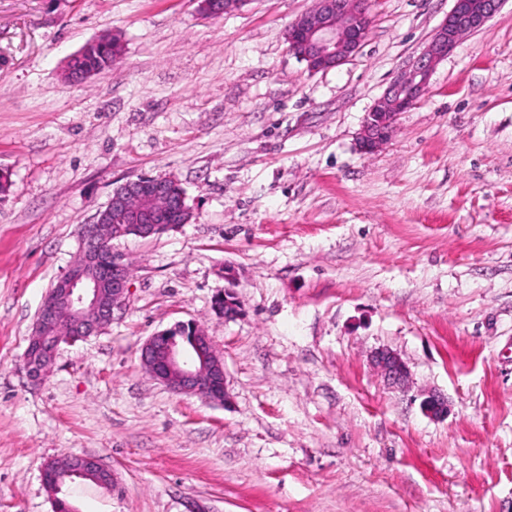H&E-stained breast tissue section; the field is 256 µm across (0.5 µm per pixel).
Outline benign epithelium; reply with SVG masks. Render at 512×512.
Masks as SVG:
<instances>
[{
	"label": "benign epithelium",
	"instance_id": "7a95c632",
	"mask_svg": "<svg viewBox=\"0 0 512 512\" xmlns=\"http://www.w3.org/2000/svg\"><path fill=\"white\" fill-rule=\"evenodd\" d=\"M502 4L503 0H453L448 17L427 46L367 112L359 137L363 152L373 153L389 140L398 117L426 93L436 65L464 35L493 18ZM370 24L369 0H316L315 7L289 25L288 51L305 61L312 72L336 68L360 52ZM77 58L75 54L68 61L67 79L82 81L100 73L98 69L78 68ZM171 182L168 177L143 175L116 187L106 204L112 237L134 233L147 238L173 227L166 208L157 206V201L174 196L178 209H185V194L173 195ZM101 234V217L97 215L85 227L79 258L48 290L31 336L38 341L42 354L37 357L26 352L22 357L23 368L33 380L46 375L60 344H69L75 337L83 340L110 323L114 309L129 293L128 272L121 262L114 259L107 268L100 265ZM230 294L226 290L215 297L216 308H224L226 319L239 313L237 299L229 298ZM193 329L197 359L183 355L167 329L146 339L141 347V363L154 380L174 392L223 403L227 400L223 361L204 331L196 325ZM372 362L388 382L397 386L408 382V366L398 355L382 350L375 353ZM422 409L440 418L448 412V404L442 396L431 393L422 401ZM69 471L99 485L112 484V473L93 457L71 456Z\"/></svg>",
	"mask_w": 512,
	"mask_h": 512
}]
</instances>
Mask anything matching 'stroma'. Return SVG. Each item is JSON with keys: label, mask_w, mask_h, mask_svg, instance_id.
<instances>
[{"label": "stroma", "mask_w": 512, "mask_h": 512, "mask_svg": "<svg viewBox=\"0 0 512 512\" xmlns=\"http://www.w3.org/2000/svg\"><path fill=\"white\" fill-rule=\"evenodd\" d=\"M314 4L0 0V512H55L43 473L67 455L113 476L66 484L75 512H512V0L372 154L366 113L452 0H371L361 51L325 72L285 40ZM105 33L122 59L64 80ZM142 175L175 177L189 222L113 241L125 304L32 383L48 289ZM228 285L232 320L212 308ZM188 321L224 361L226 405L141 365ZM379 349L408 386L373 368ZM374 368L388 382L404 386L409 380V369L406 363L395 353L388 350L376 352L372 357Z\"/></svg>", "instance_id": "35a3bbf8"}]
</instances>
